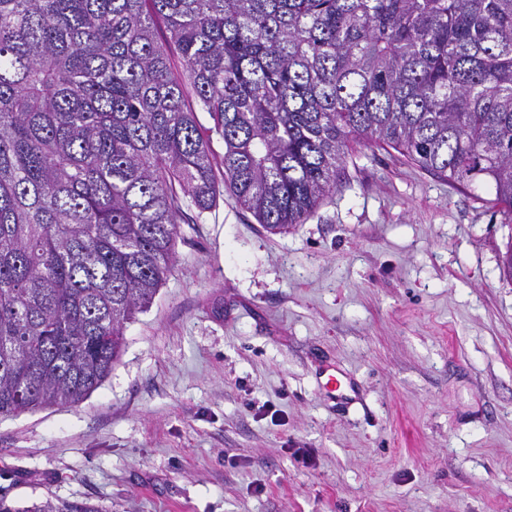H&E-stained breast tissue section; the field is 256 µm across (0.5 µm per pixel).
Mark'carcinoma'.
<instances>
[{
	"mask_svg": "<svg viewBox=\"0 0 512 512\" xmlns=\"http://www.w3.org/2000/svg\"><path fill=\"white\" fill-rule=\"evenodd\" d=\"M358 138L511 224L512 0H0V417L102 384L183 206L286 233Z\"/></svg>",
	"mask_w": 512,
	"mask_h": 512,
	"instance_id": "obj_1",
	"label": "carcinoma"
}]
</instances>
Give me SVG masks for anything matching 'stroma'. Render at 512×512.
Wrapping results in <instances>:
<instances>
[{"instance_id": "stroma-1", "label": "stroma", "mask_w": 512, "mask_h": 512, "mask_svg": "<svg viewBox=\"0 0 512 512\" xmlns=\"http://www.w3.org/2000/svg\"><path fill=\"white\" fill-rule=\"evenodd\" d=\"M95 391L0 418V498L104 512H512V246L493 193L356 147L287 234L186 207ZM334 363L359 389L323 397ZM22 512H103L99 505L90 502H53L46 499Z\"/></svg>"}]
</instances>
